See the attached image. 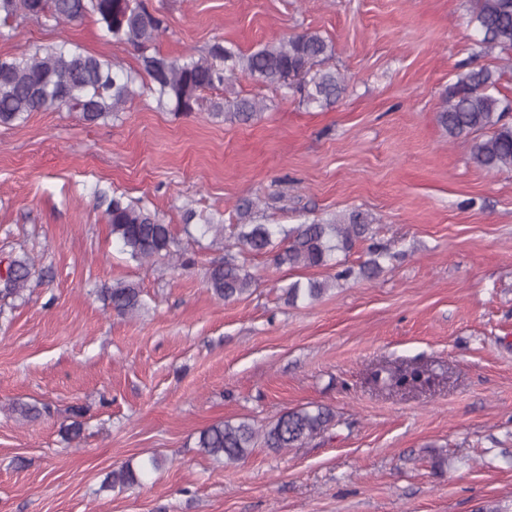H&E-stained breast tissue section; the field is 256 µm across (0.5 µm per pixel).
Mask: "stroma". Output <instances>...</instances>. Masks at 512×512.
Segmentation results:
<instances>
[{
	"instance_id": "obj_1",
	"label": "stroma",
	"mask_w": 512,
	"mask_h": 512,
	"mask_svg": "<svg viewBox=\"0 0 512 512\" xmlns=\"http://www.w3.org/2000/svg\"><path fill=\"white\" fill-rule=\"evenodd\" d=\"M147 2L166 19L163 54L217 41L251 51L316 31L347 89L321 109L236 75L189 115L157 109L141 86L115 119L90 124L64 108L0 126V257L36 268L23 298L0 300V512L512 507V172L476 168L471 139L436 120L471 57V0ZM62 42L138 65L92 16L6 29L0 56ZM236 96L266 108L246 123L211 117L212 103ZM112 192L171 225L184 266L121 252L100 200ZM246 201L256 222L287 228L362 210L393 258L377 277L337 281L329 267L246 254L251 291L219 301L204 272L233 243ZM189 210L223 237L189 238ZM311 279L331 286L285 304V286ZM117 280L141 288L138 313L104 308L99 290ZM385 362L418 364L439 383L375 391L365 377ZM43 403L50 414L18 411ZM309 405L330 408L335 424L303 447L259 444L223 465L195 446L216 422L261 427ZM75 406L83 436L69 442ZM151 455L161 468L146 485L101 490L107 472Z\"/></svg>"
}]
</instances>
